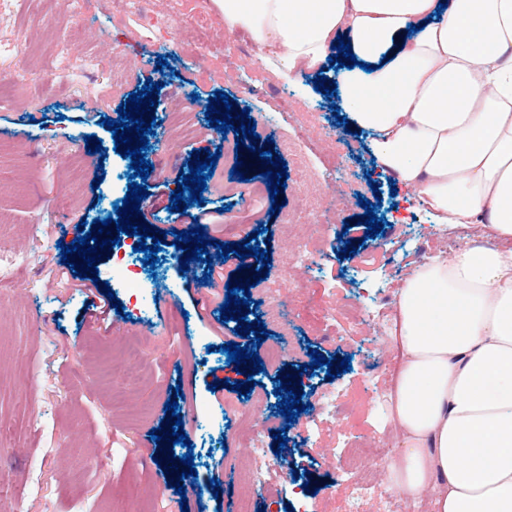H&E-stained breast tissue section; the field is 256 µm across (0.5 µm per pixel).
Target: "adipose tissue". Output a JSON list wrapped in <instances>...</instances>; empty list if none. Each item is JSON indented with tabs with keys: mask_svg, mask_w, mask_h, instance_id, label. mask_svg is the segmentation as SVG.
<instances>
[{
	"mask_svg": "<svg viewBox=\"0 0 512 512\" xmlns=\"http://www.w3.org/2000/svg\"><path fill=\"white\" fill-rule=\"evenodd\" d=\"M214 2L285 77L349 34L341 96L377 164L437 223L498 241L415 264L395 292L388 487L429 512H512V0Z\"/></svg>",
	"mask_w": 512,
	"mask_h": 512,
	"instance_id": "obj_1",
	"label": "adipose tissue"
}]
</instances>
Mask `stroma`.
Masks as SVG:
<instances>
[{"label":"stroma","mask_w":512,"mask_h":512,"mask_svg":"<svg viewBox=\"0 0 512 512\" xmlns=\"http://www.w3.org/2000/svg\"><path fill=\"white\" fill-rule=\"evenodd\" d=\"M150 9L165 21L160 30L139 14L117 13L116 0H70L66 6L61 0H11L0 9V73L7 75L0 80V512H235L249 466L237 420L246 399L230 389L237 377L222 350L229 342L245 343L262 361L253 389L265 398L262 436L273 450L276 433L285 434L296 469L313 490L308 512H347L352 487L331 459L351 438L382 436L387 418L364 382L379 380L395 361L387 332L349 325L344 313L353 303L390 313L395 286L419 262L438 225L421 201L398 204L389 175L369 152L370 132L346 133L333 115L341 97L316 91L317 78L337 80V64L284 78L254 64L247 52L251 40L242 31L222 43L198 37L187 55L181 48L186 15L201 11L212 27L224 25L214 0H151ZM64 45L74 61L62 74L61 91L50 99L12 100L13 84L33 87L53 76ZM162 58L169 64L164 71ZM253 79L260 90L250 95ZM149 81L161 85L155 130L172 149L152 158L141 205L148 211L160 203L153 222L160 231L173 224L191 230L199 208L223 209L224 231L205 230V239L260 246L270 262L250 289L251 317L267 288L288 280L282 229L268 206L250 207V182H235L234 194H225L237 135L221 138L212 131L208 100L225 92L234 112L248 111L263 142L299 131L296 113L281 110V95L315 116L309 136L284 156L288 176L280 195L288 210L305 201L319 209L327 194L336 195L338 205L326 223L307 228L316 254L285 303L282 322H267L263 342L238 335L237 321L221 319L215 304H199L207 264L197 263L196 282L181 281V254L172 244L159 252L157 276L141 302L113 275L110 259L98 263L101 284H109L124 306L119 335L91 324L100 287L81 291L59 280L60 245L78 237L80 222L103 218L106 207L121 203L130 185V161L116 151L102 121L118 120L119 105ZM192 97L196 105L186 106ZM91 134L101 141L100 153L86 147ZM331 137L343 146L344 164L326 145ZM204 149L219 158L202 206L183 214L170 210L180 172L188 170L191 153ZM363 198L374 202L376 218L385 224L367 247L385 250L388 260L359 268L339 252L345 228L363 218ZM247 207L265 228L254 239L239 238L231 228ZM132 339L141 344L135 363L125 355ZM274 345L281 349L275 361L268 357ZM315 351L349 358L350 371L331 379L326 367L311 369ZM298 366L306 378L307 408L289 423L278 412L274 390L280 376ZM171 399L199 414L186 431L188 445L177 448L192 454L197 473L181 494L162 479L151 437L152 429L166 424L158 406ZM227 458L234 469L211 478L214 462ZM271 499L284 506L297 499L285 466L257 486L254 512Z\"/></svg>","instance_id":"obj_1"}]
</instances>
